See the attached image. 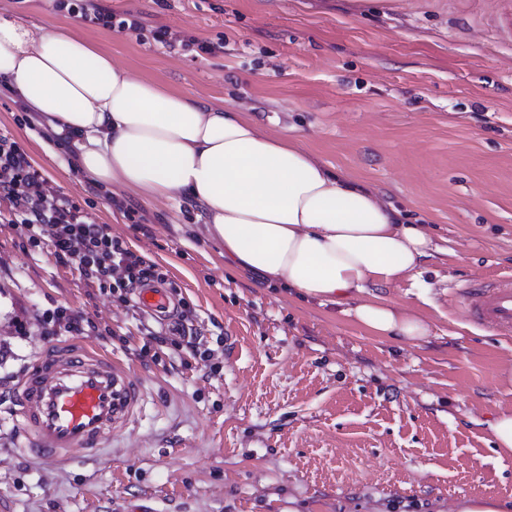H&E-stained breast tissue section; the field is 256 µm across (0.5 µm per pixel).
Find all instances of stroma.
<instances>
[{
    "mask_svg": "<svg viewBox=\"0 0 512 512\" xmlns=\"http://www.w3.org/2000/svg\"><path fill=\"white\" fill-rule=\"evenodd\" d=\"M138 14L141 34L107 30L48 6L0 0V14L77 29L131 73L215 107L239 105L261 128L376 189L439 253L375 296L424 317L417 344L377 336L335 308L258 287L194 229L197 214L95 189L65 146L23 121L0 92L13 137L88 219L173 287L196 314L219 374L172 368L126 308L96 284L32 252L0 222V312L30 309V331L0 378L20 380L57 344L44 312L94 320L88 343L144 388L136 421L100 456L53 466L13 452L12 402L0 404V503L8 512H450L464 497L512 500V456L490 423L512 407V340L469 322L455 289L512 273V42L493 23L499 0H101ZM164 26L179 45L152 37ZM223 41L215 54L201 41ZM136 210L129 220L126 208ZM113 337L102 336V329Z\"/></svg>",
    "mask_w": 512,
    "mask_h": 512,
    "instance_id": "1",
    "label": "stroma"
}]
</instances>
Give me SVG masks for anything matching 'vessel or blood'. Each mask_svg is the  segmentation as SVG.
I'll list each match as a JSON object with an SVG mask.
<instances>
[{"label": "vessel or blood", "mask_w": 512, "mask_h": 512, "mask_svg": "<svg viewBox=\"0 0 512 512\" xmlns=\"http://www.w3.org/2000/svg\"><path fill=\"white\" fill-rule=\"evenodd\" d=\"M139 306L167 322L173 317L166 288H135ZM469 320L496 335L512 337V275L488 281L472 278L458 289ZM139 386L111 356L64 344L40 356L19 385L15 415L22 451L62 465L96 456L135 417Z\"/></svg>", "instance_id": "b4317fda"}]
</instances>
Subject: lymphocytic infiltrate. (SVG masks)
Listing matches in <instances>:
<instances>
[{
    "label": "lymphocytic infiltrate",
    "mask_w": 512,
    "mask_h": 512,
    "mask_svg": "<svg viewBox=\"0 0 512 512\" xmlns=\"http://www.w3.org/2000/svg\"><path fill=\"white\" fill-rule=\"evenodd\" d=\"M56 7L109 30L137 32L143 28L138 15L115 13L98 0H57ZM1 200L7 203L6 222L20 229L31 248L48 249L58 264L75 269L123 305L131 303V288L165 280L155 265L132 252L123 239L88 222L82 206L51 186L34 169L26 150L4 135H0ZM139 330L149 343L168 348L174 358L186 352L195 355L201 349L195 340L194 315L186 306L177 314L174 334L146 324L140 325Z\"/></svg>",
    "instance_id": "f902f5d3"
}]
</instances>
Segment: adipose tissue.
<instances>
[{
    "label": "adipose tissue",
    "instance_id": "obj_1",
    "mask_svg": "<svg viewBox=\"0 0 512 512\" xmlns=\"http://www.w3.org/2000/svg\"><path fill=\"white\" fill-rule=\"evenodd\" d=\"M0 80L54 135L72 133L97 185L199 209L230 265L343 314L377 336L415 343L430 325L365 293L411 275L437 252L371 189L218 108L132 75L73 28L0 15Z\"/></svg>",
    "mask_w": 512,
    "mask_h": 512
}]
</instances>
